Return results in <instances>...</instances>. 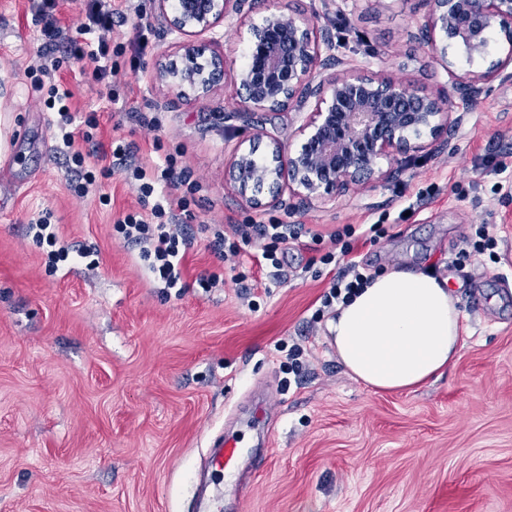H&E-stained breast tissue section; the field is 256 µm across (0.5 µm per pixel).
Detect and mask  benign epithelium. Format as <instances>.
<instances>
[{"instance_id": "obj_1", "label": "benign epithelium", "mask_w": 512, "mask_h": 512, "mask_svg": "<svg viewBox=\"0 0 512 512\" xmlns=\"http://www.w3.org/2000/svg\"><path fill=\"white\" fill-rule=\"evenodd\" d=\"M177 35L175 58L161 54L154 80L178 99L215 95L227 78L224 53L199 37L229 17L247 29V62L231 78L239 106L224 119L249 121L257 112L314 108L299 127L294 151L263 127L253 128L248 145H239L224 167V178L246 205L260 210L282 206L287 189L302 203L323 199L359 183L386 179L390 171L377 160L420 147L424 135L435 138L447 125L443 104L454 96L471 103L481 85L512 77V0H428L429 9L415 38L430 46L445 66L448 43L470 57L488 52L490 36L507 47L506 56L482 72L451 73L448 90L437 96L418 92L392 78H377L346 68L331 53L329 29L293 10L277 9L256 21L252 0H151ZM269 139L263 162L256 145Z\"/></svg>"}]
</instances>
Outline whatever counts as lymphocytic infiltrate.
Listing matches in <instances>:
<instances>
[{
    "instance_id": "lymphocytic-infiltrate-1",
    "label": "lymphocytic infiltrate",
    "mask_w": 512,
    "mask_h": 512,
    "mask_svg": "<svg viewBox=\"0 0 512 512\" xmlns=\"http://www.w3.org/2000/svg\"><path fill=\"white\" fill-rule=\"evenodd\" d=\"M72 96L71 89L61 84L50 85L48 90V102L57 108L53 125L58 145L84 170L82 182L74 187L75 193H87L97 177H110L113 169L131 172L137 183L138 207L117 220L116 230L124 240L140 245L161 288L180 287L182 262L191 246L184 226L194 218L190 206L195 201L198 182L178 168L175 157H166L163 164L157 165L136 158L129 143L115 141L106 147L97 142L96 119L77 120L69 107ZM387 233L384 224H349L343 231L330 234L332 248L322 255L321 261L338 265L339 272L322 298L323 308H334L368 282L363 263L353 258V249L343 244V237L374 244ZM213 237L214 249L233 263L239 262L242 245H255L261 258L269 261L270 275L276 279L281 267L275 257L277 250L298 242L302 233L296 224H219Z\"/></svg>"
}]
</instances>
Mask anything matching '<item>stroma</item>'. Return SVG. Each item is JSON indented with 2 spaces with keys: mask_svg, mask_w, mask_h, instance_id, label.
I'll use <instances>...</instances> for the list:
<instances>
[{
  "mask_svg": "<svg viewBox=\"0 0 512 512\" xmlns=\"http://www.w3.org/2000/svg\"><path fill=\"white\" fill-rule=\"evenodd\" d=\"M255 0L332 30L337 52L371 75L425 94L451 72L482 71L502 55L448 50L446 70L411 40L427 0ZM89 0H67L53 79L73 107L96 112L98 139L123 138L155 162L176 155L201 184L182 287H156L140 248L115 222L136 205L121 171L84 196L56 146L53 114L33 96L41 80L38 0H0V117L10 151L0 162V512H196L195 471L212 441L238 425L243 452L223 480L215 512H512V80L484 85L470 104L449 102L451 122L423 149L379 159L385 181L336 199L254 210L224 180V164L252 131L225 120L232 89L181 101L152 78L169 34L149 0L107 36L123 51L113 88L77 61ZM50 212L58 240L36 242L31 219ZM303 224L323 233L387 224L360 246L368 273L429 269L446 278L462 312V341L438 380L376 392L353 379L327 338L321 297L334 276L292 245L285 276L268 281L243 256L224 263L214 224ZM495 225L496 248L460 256L464 238ZM85 258L57 263L59 247ZM213 277L204 288L200 278ZM299 382L282 368L291 346ZM271 405L263 430L247 427L252 397Z\"/></svg>",
  "mask_w": 512,
  "mask_h": 512,
  "instance_id": "35a3bbf8",
  "label": "stroma"
}]
</instances>
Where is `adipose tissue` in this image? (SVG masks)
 Segmentation results:
<instances>
[{
	"mask_svg": "<svg viewBox=\"0 0 512 512\" xmlns=\"http://www.w3.org/2000/svg\"><path fill=\"white\" fill-rule=\"evenodd\" d=\"M342 366L377 391L438 379L462 339L448 283L429 272L392 269L369 279L327 321Z\"/></svg>",
	"mask_w": 512,
	"mask_h": 512,
	"instance_id": "adipose-tissue-1",
	"label": "adipose tissue"
}]
</instances>
